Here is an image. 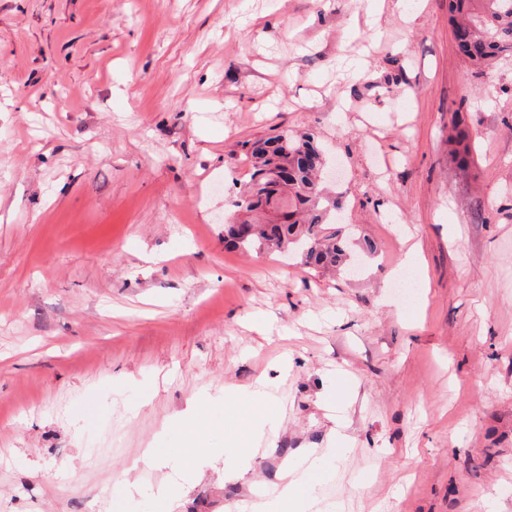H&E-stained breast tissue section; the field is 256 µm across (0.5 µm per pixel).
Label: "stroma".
I'll return each instance as SVG.
<instances>
[{
	"label": "stroma",
	"mask_w": 512,
	"mask_h": 512,
	"mask_svg": "<svg viewBox=\"0 0 512 512\" xmlns=\"http://www.w3.org/2000/svg\"><path fill=\"white\" fill-rule=\"evenodd\" d=\"M366 9L0 0V512H155L146 449L185 417L246 436L267 401L210 419L260 378L274 433L176 512H241L286 467L323 512H512V59L474 77L448 0ZM285 130L341 165L353 275L224 244L246 144ZM340 393L348 441L310 471Z\"/></svg>",
	"instance_id": "stroma-1"
}]
</instances>
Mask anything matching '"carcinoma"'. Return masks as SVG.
<instances>
[{"instance_id":"1","label":"carcinoma","mask_w":512,"mask_h":512,"mask_svg":"<svg viewBox=\"0 0 512 512\" xmlns=\"http://www.w3.org/2000/svg\"><path fill=\"white\" fill-rule=\"evenodd\" d=\"M459 51L484 75L512 53V0H449ZM250 183L235 206L246 214L273 207L288 195L285 221L255 224L240 235L236 225H224V242L233 248L282 251L296 247L301 262L315 271L334 270L347 259L348 241L336 231L338 202L324 194L320 172L324 158L314 139L286 131L252 145Z\"/></svg>"}]
</instances>
